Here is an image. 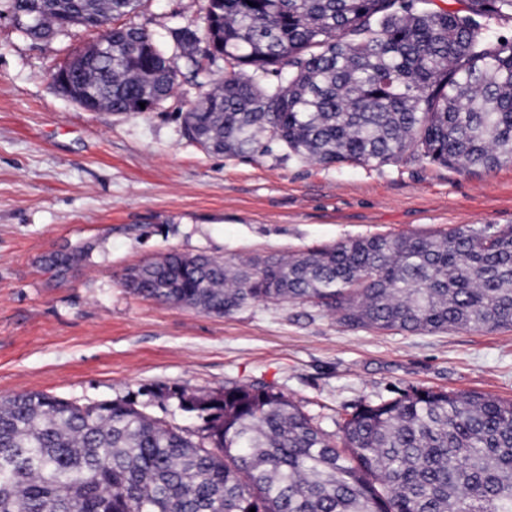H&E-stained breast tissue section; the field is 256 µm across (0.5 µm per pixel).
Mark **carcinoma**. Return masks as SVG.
Returning <instances> with one entry per match:
<instances>
[{"label": "carcinoma", "instance_id": "obj_1", "mask_svg": "<svg viewBox=\"0 0 512 512\" xmlns=\"http://www.w3.org/2000/svg\"><path fill=\"white\" fill-rule=\"evenodd\" d=\"M253 5H248V2ZM141 0H0L32 40L101 30L112 55L52 74L97 109L157 106L178 84L163 43L120 19ZM170 32L194 74L224 73L183 114L214 155L276 143L323 165L418 162L479 175L512 165V0H203ZM81 252L51 254L69 268ZM132 294L207 314L311 302L351 326L512 329V227L373 235L228 263L167 252ZM189 430L134 399H0V512H512V400L419 388L359 406L330 434L284 394L241 384L167 392Z\"/></svg>", "mask_w": 512, "mask_h": 512}]
</instances>
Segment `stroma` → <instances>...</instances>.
<instances>
[{
    "label": "stroma",
    "mask_w": 512,
    "mask_h": 512,
    "mask_svg": "<svg viewBox=\"0 0 512 512\" xmlns=\"http://www.w3.org/2000/svg\"><path fill=\"white\" fill-rule=\"evenodd\" d=\"M201 7L144 0L129 20L161 39L201 26ZM96 38L73 27L24 39L0 16V398L132 397L192 427L159 390L263 382L330 433L361 404L414 388L512 399V329L384 332L302 302L217 316L123 285L128 268L168 251L237 262L374 234L512 226V166H325L275 144L213 155L184 133L181 114L201 93L189 67L142 114L88 112L59 92L52 73ZM79 248L66 272L43 264Z\"/></svg>",
    "instance_id": "obj_1"
}]
</instances>
